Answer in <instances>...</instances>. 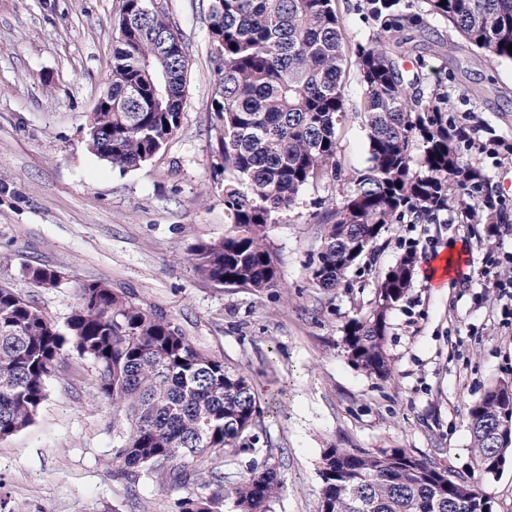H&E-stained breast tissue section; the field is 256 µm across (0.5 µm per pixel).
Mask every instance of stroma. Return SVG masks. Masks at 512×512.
<instances>
[{
	"label": "stroma",
	"instance_id": "obj_1",
	"mask_svg": "<svg viewBox=\"0 0 512 512\" xmlns=\"http://www.w3.org/2000/svg\"><path fill=\"white\" fill-rule=\"evenodd\" d=\"M121 0H0V285L65 326L77 289L103 281L163 313L196 344L248 374L264 417L254 456L225 463L239 477L250 461L275 464L283 483L273 512H318L323 449L405 448L459 475L471 463L470 406L512 384V223L493 238L459 210L428 224H393L342 288H316L329 201L340 182L307 185L269 233L281 285L256 293L199 277L188 260L222 238L224 174L211 102L208 0H166L189 59L182 125L164 151L121 172L86 145V127L112 80ZM419 69L434 86L448 73V117L470 128L463 149L512 203V63L487 66L442 18ZM356 67L346 74L347 118L336 128L343 174L369 165ZM418 272L389 317V378L355 368L343 328L369 311L377 279L407 251ZM462 259V273L434 287L420 271L435 253ZM64 280L37 288L26 266ZM87 360L65 353L34 423L0 440V512H175L179 491L114 475L112 404Z\"/></svg>",
	"mask_w": 512,
	"mask_h": 512
}]
</instances>
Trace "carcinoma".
Listing matches in <instances>:
<instances>
[{"instance_id":"cac0c4a2","label":"carcinoma","mask_w":512,"mask_h":512,"mask_svg":"<svg viewBox=\"0 0 512 512\" xmlns=\"http://www.w3.org/2000/svg\"><path fill=\"white\" fill-rule=\"evenodd\" d=\"M363 0L377 31L365 42L344 38L336 0H209V43L215 88L213 121L224 172V237L191 249L204 279L263 293L281 286L268 242L270 226L300 191L320 180L339 181L336 126L346 117L345 75L354 61L370 166L331 199L322 250L310 271L324 291L373 252L389 224L409 218L431 223L455 206L457 195H483L469 208L473 224L512 222L484 171L462 152L466 130L448 123V90L419 88L404 78L414 37L425 15L446 20L486 63L512 62V0ZM112 53V105L95 113L87 141L121 171L162 152L181 127L188 59L166 8L151 0H122ZM422 147L415 160V145ZM416 256L377 280L370 310L344 329L350 363L380 379L392 366L385 341L390 311L410 287ZM56 269L29 266L31 282L46 288ZM68 350L98 370V393L112 401L116 473L129 483L154 480L181 489L176 512H272L282 481L277 467L249 464L234 481L206 467L255 451L262 408L250 377L195 344L163 315L102 281L78 288L64 329L28 299L0 287V440L34 422L47 384ZM512 384L486 392L470 408L473 473L457 477L404 448L321 454L319 512H492L479 479L512 458Z\"/></svg>"}]
</instances>
